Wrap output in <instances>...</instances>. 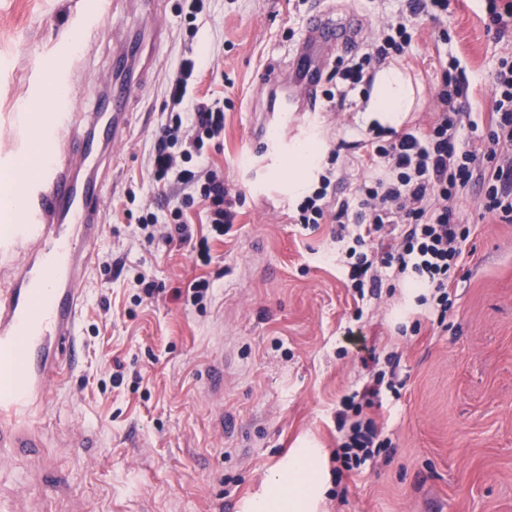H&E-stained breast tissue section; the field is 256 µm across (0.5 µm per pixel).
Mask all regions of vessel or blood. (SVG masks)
<instances>
[{
  "label": "vessel or blood",
  "mask_w": 512,
  "mask_h": 512,
  "mask_svg": "<svg viewBox=\"0 0 512 512\" xmlns=\"http://www.w3.org/2000/svg\"><path fill=\"white\" fill-rule=\"evenodd\" d=\"M357 25L323 10L313 15L295 47L287 71L260 75L268 111L287 123L293 112L322 106L324 52L352 50ZM149 41L129 37L113 60V81L104 89L83 136L60 152L38 159L36 180L18 187L20 219L0 226V261L26 251L25 263L0 292V447L23 450L41 445L33 421L43 409L51 380L78 359L82 293L78 272L93 262L103 231L100 171L112 161V146L125 132V109L134 89L125 77L129 62L141 61ZM25 137L73 130L70 112H23Z\"/></svg>",
  "instance_id": "obj_1"
}]
</instances>
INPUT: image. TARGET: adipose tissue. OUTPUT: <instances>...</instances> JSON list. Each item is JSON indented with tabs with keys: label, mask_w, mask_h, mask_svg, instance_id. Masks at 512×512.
<instances>
[{
	"label": "adipose tissue",
	"mask_w": 512,
	"mask_h": 512,
	"mask_svg": "<svg viewBox=\"0 0 512 512\" xmlns=\"http://www.w3.org/2000/svg\"><path fill=\"white\" fill-rule=\"evenodd\" d=\"M413 99L412 82L406 72L392 66L381 68L373 78L365 105L367 118L398 125ZM323 488L319 449L297 448L273 472L266 489L245 504L244 512H311Z\"/></svg>",
	"instance_id": "1"
}]
</instances>
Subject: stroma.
I'll return each mask as SVG.
<instances>
[{
	"label": "stroma",
	"mask_w": 512,
	"mask_h": 512,
	"mask_svg": "<svg viewBox=\"0 0 512 512\" xmlns=\"http://www.w3.org/2000/svg\"><path fill=\"white\" fill-rule=\"evenodd\" d=\"M97 0H0V150L23 148L16 112H48L53 65L70 49L67 112L91 111L125 36L143 23L162 29L153 69L135 87L123 140L112 147L102 200L104 234L80 285L82 353L50 385L35 419L41 448L0 449V512H240L294 448L323 451L318 512H512V223L483 214L479 188L457 202L471 234L457 268L446 327L420 320L417 289L383 280L361 296L335 258L351 246L333 224L295 221L294 146L316 140L338 151L343 170L330 190L352 196L377 175L361 165L368 123L362 92L344 106L302 113L287 141L265 146L266 91L259 75L286 64L321 7L357 14L363 44L403 0H112L97 35L76 36L78 14ZM512 53V26L491 24L484 0H450L447 20L421 19L400 64L418 94L401 130L426 129L441 86L440 61L456 57L469 82V111L492 110L491 74ZM199 56L194 97L230 98L224 134L210 161L243 195L237 217L210 238L202 264L192 243L148 247L138 219L154 212L174 232L177 184L148 173L154 133L169 110L167 77ZM153 281L141 299L138 276ZM207 279L201 303L189 285ZM419 323L399 336V323ZM229 357L224 397L211 400L206 372ZM399 359L400 393L382 391L367 416L392 447L361 472L336 476V412L344 396L372 384L389 354Z\"/></svg>",
	"instance_id": "35a3bbf8"
}]
</instances>
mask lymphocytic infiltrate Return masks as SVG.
Returning <instances> with one entry per match:
<instances>
[{"instance_id": "1", "label": "lymphocytic infiltrate", "mask_w": 512, "mask_h": 512, "mask_svg": "<svg viewBox=\"0 0 512 512\" xmlns=\"http://www.w3.org/2000/svg\"><path fill=\"white\" fill-rule=\"evenodd\" d=\"M450 0H407L405 12L386 25L380 43L371 45L359 61L337 63L335 72L350 86L364 80L371 64L397 60L412 41L411 23L425 16H447ZM198 69L196 58L182 59L169 78L171 108L157 129L150 159L156 182L180 184L184 201H208V222L214 235L224 233L237 216L236 200L223 175L208 162L207 147L224 132L221 101L190 99L188 82ZM469 84L457 60L444 67L437 110L426 131L405 132L380 142L370 140L371 161L382 163L383 175L361 182L349 201L331 202V176L298 208V223H326L349 228L354 245L340 262L348 269L352 288L379 287L382 275L423 289L420 304L430 316L445 322L455 270L463 257L470 230L456 217V202L473 185L484 189V212L512 223V57L502 58L491 91L493 110L479 124L463 103ZM384 373L357 397L346 398L336 414L338 446L334 457L341 470L360 469L390 446L363 405L380 394Z\"/></svg>"}]
</instances>
